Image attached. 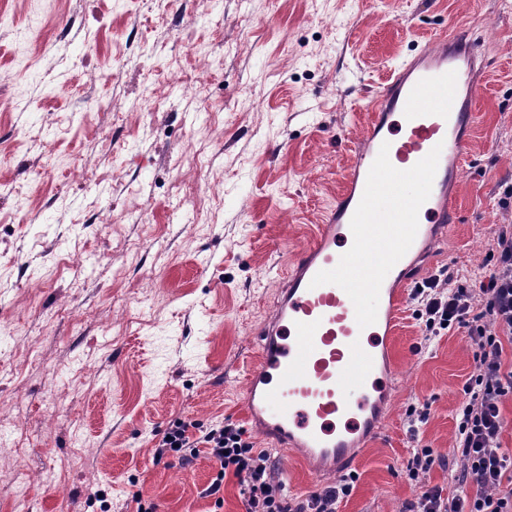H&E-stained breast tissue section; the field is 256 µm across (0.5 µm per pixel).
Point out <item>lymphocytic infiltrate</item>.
Masks as SVG:
<instances>
[{
	"mask_svg": "<svg viewBox=\"0 0 512 512\" xmlns=\"http://www.w3.org/2000/svg\"><path fill=\"white\" fill-rule=\"evenodd\" d=\"M415 317L427 336L466 329L477 346L475 366L458 407L456 450L461 468L454 479L460 494L444 497L436 487L426 489L415 512H512V491L501 493L506 474H512V455L505 453L499 437L503 429L502 402L512 397V370L503 368V344L512 343V231H501L496 243V267L488 282L478 288L455 285L448 270L426 278L414 291ZM481 311H474L475 300ZM214 461L217 472L206 493L219 496L226 476L238 478L247 501V512H336L340 499L350 495L348 479L291 503L281 486L271 481L265 451L254 447L245 432L228 422L204 426L198 421L178 420L161 432L155 458L168 455L188 462L199 454ZM474 494H467V487Z\"/></svg>",
	"mask_w": 512,
	"mask_h": 512,
	"instance_id": "lymphocytic-infiltrate-1",
	"label": "lymphocytic infiltrate"
}]
</instances>
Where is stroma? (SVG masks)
<instances>
[{"label":"stroma","mask_w":512,"mask_h":512,"mask_svg":"<svg viewBox=\"0 0 512 512\" xmlns=\"http://www.w3.org/2000/svg\"><path fill=\"white\" fill-rule=\"evenodd\" d=\"M487 71L460 219L410 274L487 280L512 225V0H0V512H246L206 455L156 460L179 419L232 421L301 501L409 512L458 491L465 330L425 341L403 296L384 424L338 472L249 428L245 371L281 275L343 186L364 106L448 23ZM206 71L199 95L174 74ZM418 436H410V426ZM437 460L410 477L417 445Z\"/></svg>","instance_id":"obj_1"}]
</instances>
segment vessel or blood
Returning a JSON list of instances; mask_svg holds the SVG:
<instances>
[{
  "label": "vessel or blood",
  "mask_w": 512,
  "mask_h": 512,
  "mask_svg": "<svg viewBox=\"0 0 512 512\" xmlns=\"http://www.w3.org/2000/svg\"><path fill=\"white\" fill-rule=\"evenodd\" d=\"M481 56L470 27L452 23L392 70L365 105L344 191L294 254L276 313L258 331L246 414L316 469L348 457L350 434L381 429L374 344L395 330L408 255L459 219L452 188L476 120L466 73ZM348 239L352 248L337 250Z\"/></svg>",
  "instance_id": "b4317fda"
}]
</instances>
